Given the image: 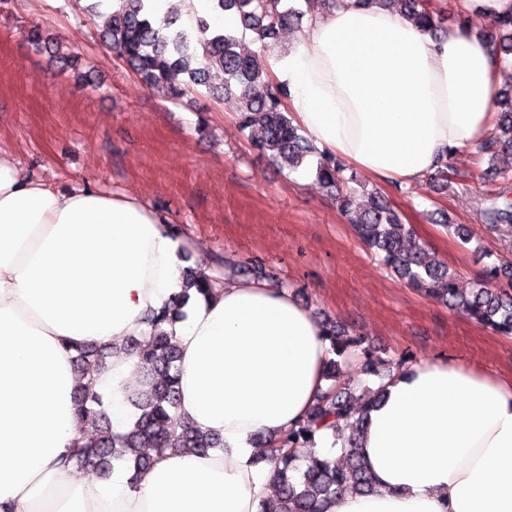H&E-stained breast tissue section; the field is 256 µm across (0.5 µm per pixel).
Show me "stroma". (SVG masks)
<instances>
[{
  "label": "stroma",
  "mask_w": 512,
  "mask_h": 512,
  "mask_svg": "<svg viewBox=\"0 0 512 512\" xmlns=\"http://www.w3.org/2000/svg\"><path fill=\"white\" fill-rule=\"evenodd\" d=\"M90 0H0V154L63 188L132 193L179 228L184 265L286 288L319 322L407 364L446 360L512 377V338L409 288L354 234L315 177L253 150L222 97L224 74L180 104L143 86L102 38ZM41 28L46 46L29 39ZM77 55L65 67L56 47ZM475 150L448 160L447 188L410 187L356 172L354 186L387 195L432 257L470 290L486 263L512 265V225L489 228L495 186ZM466 225L461 244L448 224Z\"/></svg>",
  "instance_id": "35a3bbf8"
}]
</instances>
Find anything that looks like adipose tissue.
<instances>
[{"instance_id":"ef3b65f1","label":"adipose tissue","mask_w":512,"mask_h":512,"mask_svg":"<svg viewBox=\"0 0 512 512\" xmlns=\"http://www.w3.org/2000/svg\"><path fill=\"white\" fill-rule=\"evenodd\" d=\"M173 6L191 26L227 22L210 0L151 4L159 17ZM266 63L312 142L384 182L416 184L494 128L501 66L465 26L435 38L348 0ZM177 247L138 199L39 182L0 156V512H261L271 467L252 437L308 416L330 357L312 313L268 282L224 280L173 329L178 415L223 449L103 481L65 462L84 440L76 347L146 335V312L184 285ZM137 363L115 355L92 377L116 433L132 422ZM386 389L360 440L376 491L338 495L328 512H512V378L423 361Z\"/></svg>"}]
</instances>
